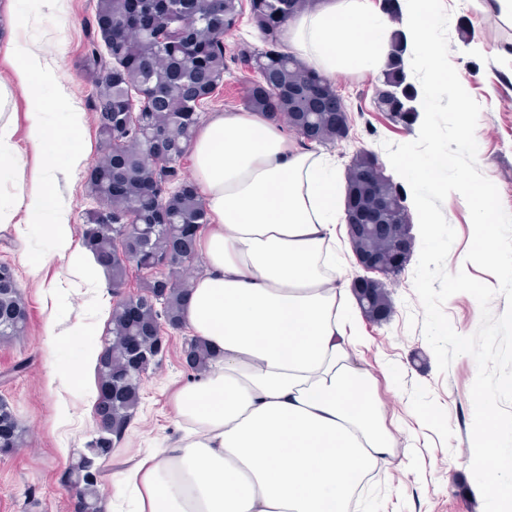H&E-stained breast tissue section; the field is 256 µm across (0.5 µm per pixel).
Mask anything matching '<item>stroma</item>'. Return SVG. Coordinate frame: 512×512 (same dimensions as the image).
<instances>
[{"instance_id":"stroma-1","label":"stroma","mask_w":512,"mask_h":512,"mask_svg":"<svg viewBox=\"0 0 512 512\" xmlns=\"http://www.w3.org/2000/svg\"><path fill=\"white\" fill-rule=\"evenodd\" d=\"M95 5L96 0H57L49 8L43 0H0V75L9 72L6 53L16 39L37 45L87 117L81 138L86 165L60 184L78 251L83 248L84 217L96 206L86 183L88 169L103 156L93 110L95 88L84 68L90 50H106ZM443 6L450 14L448 40L461 84L481 107L475 131L477 165L497 186L504 209L512 213V25L498 17L490 0H443ZM245 77V71L231 67L208 98L204 114L242 110ZM382 80V73L368 71L340 73L332 80L353 120L346 140L322 149L337 179H344L360 151L374 155L386 175H393L384 142L407 143L419 134V125L394 122L378 111L374 97ZM12 111L14 142L25 166L0 178V204L17 208L16 230L0 234V263L14 268L30 322L24 336L0 342V400L15 411L28 433L23 447L0 457V512H73L64 474L95 433L94 405L80 389L61 388L50 376L66 373L80 348L107 343L109 312L117 297L107 275H100L95 288L75 277L66 261L53 254L42 226L29 223L25 210L18 208L21 192L39 173L41 162L29 139L27 100L16 96ZM442 212L456 233L447 271L463 269L497 286L494 275L465 260L473 235L465 199L449 195ZM416 266V261H409L391 284L394 310L387 322L357 320L362 330L359 363L373 379V400L385 416L392 452L373 469L351 512H484L468 454L477 364L463 354L447 372H439L421 330L423 308L413 284ZM51 321L61 328L83 323L86 333L58 345L46 331ZM164 338L166 349L144 376L131 424L104 465V499H111L114 492V473L131 469L182 434L172 397L194 377L182 356L188 334L168 329ZM63 404L71 413L66 423L58 418Z\"/></svg>"}]
</instances>
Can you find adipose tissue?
<instances>
[{
    "mask_svg": "<svg viewBox=\"0 0 512 512\" xmlns=\"http://www.w3.org/2000/svg\"><path fill=\"white\" fill-rule=\"evenodd\" d=\"M279 35L326 78L379 71L390 54L388 21L370 0H316ZM8 56L0 171L22 165L6 114L18 91L43 161L21 203L74 266L59 180L85 163L76 144L85 114L39 50L17 41ZM189 152L208 222L197 235L204 270L183 323L215 357L173 397L181 439L113 475L115 494L129 512H347L391 444L372 379L354 358L356 321L336 309L344 284L327 256L342 204L336 173L256 112L212 114Z\"/></svg>",
    "mask_w": 512,
    "mask_h": 512,
    "instance_id": "adipose-tissue-1",
    "label": "adipose tissue"
}]
</instances>
